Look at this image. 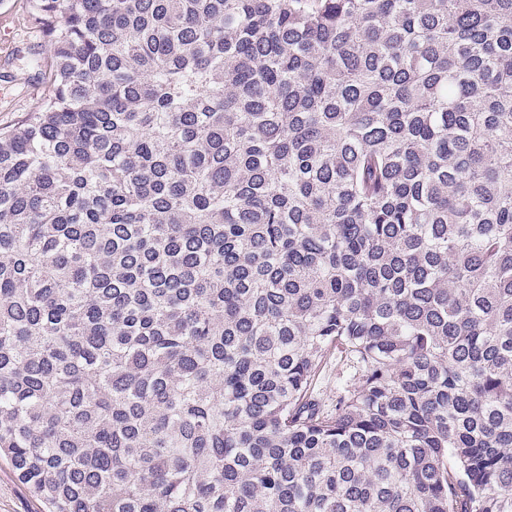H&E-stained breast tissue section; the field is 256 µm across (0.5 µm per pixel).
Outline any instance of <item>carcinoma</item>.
Here are the masks:
<instances>
[{
	"instance_id": "carcinoma-1",
	"label": "carcinoma",
	"mask_w": 512,
	"mask_h": 512,
	"mask_svg": "<svg viewBox=\"0 0 512 512\" xmlns=\"http://www.w3.org/2000/svg\"><path fill=\"white\" fill-rule=\"evenodd\" d=\"M26 7L0 457L46 512H512V0ZM350 368L345 362L333 356L327 367L319 376L317 384V396L326 408H332L336 403L337 382L339 377L345 376Z\"/></svg>"
}]
</instances>
